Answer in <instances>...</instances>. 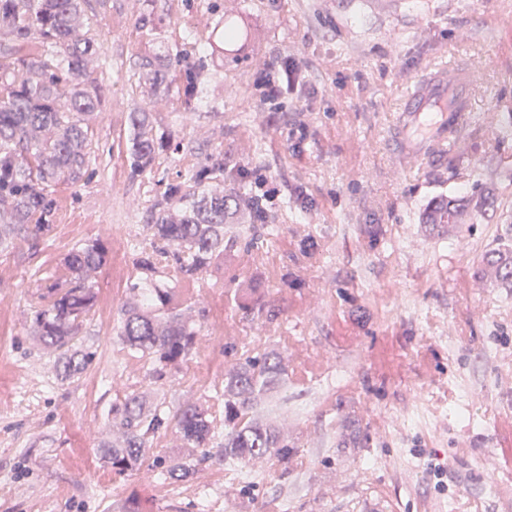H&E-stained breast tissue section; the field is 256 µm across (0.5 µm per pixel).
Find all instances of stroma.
<instances>
[{
  "label": "stroma",
  "mask_w": 512,
  "mask_h": 512,
  "mask_svg": "<svg viewBox=\"0 0 512 512\" xmlns=\"http://www.w3.org/2000/svg\"><path fill=\"white\" fill-rule=\"evenodd\" d=\"M98 51L87 69L100 94L88 180L48 191L50 231H14L0 254V512H512V288L486 278L487 256L512 240V0H84ZM249 12L262 35L247 59L212 53L226 19ZM172 58L167 91L138 77V57ZM292 58L287 89L264 102L269 63ZM471 77L472 118L447 149L410 160L391 142L412 85L447 63ZM200 67L202 94L183 96ZM151 115L180 142L134 176L128 116ZM496 115L486 125L485 113ZM224 152L260 193L272 181V245L237 250L182 281L166 316L191 313L197 331L183 367L154 381L119 340L121 308L138 280L133 241L166 185L186 182L204 156ZM465 198L453 227L427 224L432 202ZM380 225L377 245L368 226ZM107 261L80 337L95 358L64 375L36 338L37 296L78 243ZM248 295L277 313L244 317ZM275 349L288 383L264 421L298 453L203 466L186 483L150 467L116 474L112 405L207 408L236 360L230 347ZM450 462L445 484L430 472ZM261 474L244 501L243 478Z\"/></svg>",
  "instance_id": "35a3bbf8"
}]
</instances>
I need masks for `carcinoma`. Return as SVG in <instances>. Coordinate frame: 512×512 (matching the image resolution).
<instances>
[{"instance_id": "carcinoma-1", "label": "carcinoma", "mask_w": 512, "mask_h": 512, "mask_svg": "<svg viewBox=\"0 0 512 512\" xmlns=\"http://www.w3.org/2000/svg\"><path fill=\"white\" fill-rule=\"evenodd\" d=\"M83 0H0V36L14 45L32 40L46 44L41 54L0 55V254L11 246L5 225L18 224L34 235L49 230L55 202L47 183L64 180L77 184L89 177L94 136L91 120L100 97L87 72V59L96 53L95 41L84 31ZM256 38L251 16L238 14L225 28L224 43L231 52L246 55ZM142 78L155 87L168 83V69L158 56L138 61ZM131 128L128 161L131 173L153 168L162 151L148 113L129 114ZM189 178L167 186L153 205L150 247L136 241L131 250L145 283L131 287L136 300L125 306L119 336L124 345L147 357L152 377L161 380L183 365L194 344L196 330L180 318L162 320L159 311L172 303L180 281L193 278L216 260L239 249L271 244L275 225L264 224L266 204L244 187L228 188L215 173L233 166L220 151L206 157ZM461 204L439 202L425 214L427 224H446ZM249 211L257 223H234L240 210ZM102 243L72 248L66 261V278L42 289L34 311L39 340L60 352L63 372L70 375L87 368L93 352L80 344V329L90 316L95 295L88 280L106 262ZM495 262L502 280L512 288V245L502 244ZM162 274L171 285L147 288ZM288 383V368L272 351L244 350L224 381V452L206 451L215 437L204 410L186 403L174 411L148 409L140 398L127 394L112 405V425L122 432L108 460L120 475L139 471L146 462L160 470L170 483L185 482L201 464H222L228 471L241 462L271 459L283 469L297 454V446L263 425L256 412L266 392ZM173 427L186 445L201 448L196 457L150 453L160 432Z\"/></svg>"}]
</instances>
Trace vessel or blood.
<instances>
[{
    "label": "vessel or blood",
    "mask_w": 512,
    "mask_h": 512,
    "mask_svg": "<svg viewBox=\"0 0 512 512\" xmlns=\"http://www.w3.org/2000/svg\"><path fill=\"white\" fill-rule=\"evenodd\" d=\"M469 89L468 73L458 68L438 71L416 86L402 114L400 150L418 159L443 146L470 114Z\"/></svg>",
    "instance_id": "obj_1"
}]
</instances>
